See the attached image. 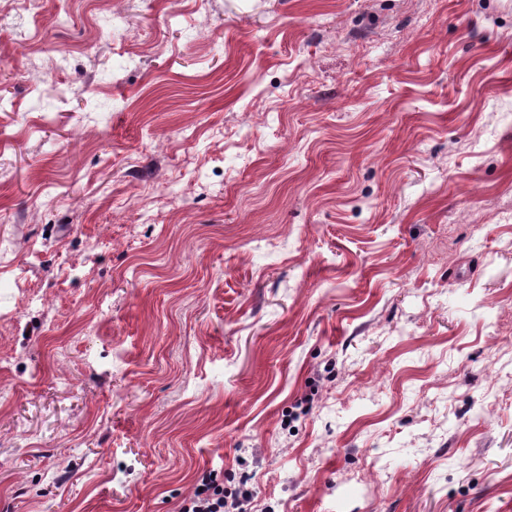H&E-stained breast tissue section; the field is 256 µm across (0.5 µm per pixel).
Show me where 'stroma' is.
Masks as SVG:
<instances>
[{
	"label": "stroma",
	"mask_w": 512,
	"mask_h": 512,
	"mask_svg": "<svg viewBox=\"0 0 512 512\" xmlns=\"http://www.w3.org/2000/svg\"><path fill=\"white\" fill-rule=\"evenodd\" d=\"M512 512V0H0V512ZM241 501L235 498L229 503L224 500V486L214 481L209 474H203L197 488L183 505L182 512H241Z\"/></svg>",
	"instance_id": "35a3bbf8"
}]
</instances>
